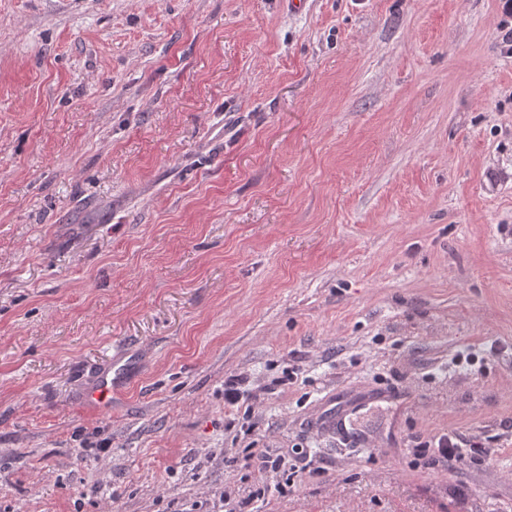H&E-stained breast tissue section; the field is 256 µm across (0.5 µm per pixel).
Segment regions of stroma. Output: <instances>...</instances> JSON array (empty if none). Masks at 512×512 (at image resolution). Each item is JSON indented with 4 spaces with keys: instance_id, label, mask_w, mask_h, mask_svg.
Masks as SVG:
<instances>
[{
    "instance_id": "obj_1",
    "label": "stroma",
    "mask_w": 512,
    "mask_h": 512,
    "mask_svg": "<svg viewBox=\"0 0 512 512\" xmlns=\"http://www.w3.org/2000/svg\"><path fill=\"white\" fill-rule=\"evenodd\" d=\"M304 2L0 0V512H512V12ZM123 376L124 369L120 367L112 375L101 377L89 391V401L98 407L110 406L112 404V394L120 388ZM424 448L435 457L448 459V461L458 464L471 462L476 455L483 454L486 450L482 448L479 441H473L470 448H459V439L452 433L432 440Z\"/></svg>"
}]
</instances>
